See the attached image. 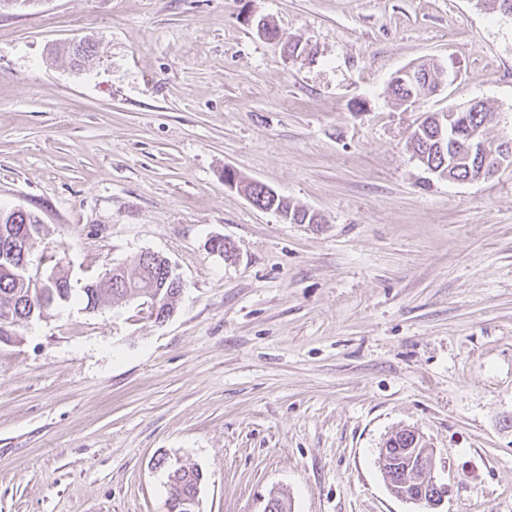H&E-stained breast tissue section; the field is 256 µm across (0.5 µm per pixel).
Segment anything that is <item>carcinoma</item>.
I'll return each instance as SVG.
<instances>
[{
  "instance_id": "obj_1",
  "label": "carcinoma",
  "mask_w": 512,
  "mask_h": 512,
  "mask_svg": "<svg viewBox=\"0 0 512 512\" xmlns=\"http://www.w3.org/2000/svg\"><path fill=\"white\" fill-rule=\"evenodd\" d=\"M55 52L71 59L73 64L80 66L86 62L95 52V45L89 41H83L82 49L73 51L69 44L64 43L55 48ZM438 67L429 63H420L412 71V76L398 75L390 83L391 94L398 100L417 98L436 86ZM491 110L483 105L475 111L459 112L455 117L454 124L448 126V136L456 137L464 141L475 130L485 134L486 125L491 120ZM418 137L413 142V149L421 154L427 155V163L443 168L448 175L457 179H464L468 171L464 167L453 164L448 149H440L438 146L439 135L436 120L424 121L418 127ZM245 190L253 199V203L262 209H273L277 212L288 214V221L292 224H311L315 222L314 214L306 209L292 206L281 198H275L265 192V185L257 182L245 184ZM39 216L30 210L17 215L5 212L0 215V242L20 234V231L27 225L39 224ZM133 272L118 267L112 269L111 276L104 279L90 281L81 288L79 299L87 309H95L104 300L121 301L132 296L133 293H140L151 288L159 293V309L173 311L174 302L181 295L182 282L174 279H165L161 273V266L153 260H143L137 256L133 262ZM28 279L24 270L22 256H17L15 267L12 273L0 272V309L9 308L11 312V324L18 326L26 323L43 312L41 300L51 299L58 304L67 302L74 296V289L63 285L67 277L49 275L44 278L41 287L26 288L24 280ZM421 448L426 447L422 437L416 436L413 430H400L392 434L384 443L387 457L394 460L392 465H384L383 474L394 488L402 489L408 493H432L436 490L435 484L424 482L412 476L402 462V449L410 448L412 445ZM204 480L203 473L188 465L171 468L168 473L169 487V509L170 512H193L195 506L187 503L197 490L200 489Z\"/></svg>"
}]
</instances>
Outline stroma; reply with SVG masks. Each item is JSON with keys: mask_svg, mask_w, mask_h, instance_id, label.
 Here are the masks:
<instances>
[{"mask_svg": "<svg viewBox=\"0 0 512 512\" xmlns=\"http://www.w3.org/2000/svg\"><path fill=\"white\" fill-rule=\"evenodd\" d=\"M74 38L80 67L50 53ZM422 62L436 91L392 98ZM473 101L512 134V18L474 0L0 8V209L40 216L31 270L79 289L151 251L184 284L162 323L71 301L0 341V512H169L178 461L200 512H427L376 462L404 428L440 512H512V166L452 182L409 146ZM265 185L257 182H247L245 184V190L252 197V202L262 209H273L277 212L288 213V221L292 224H315L314 213L309 212L306 209L299 208L290 205L282 198L276 199L274 196L278 195L270 189L271 196L268 192H265ZM314 222V223H313Z\"/></svg>", "mask_w": 512, "mask_h": 512, "instance_id": "35a3bbf8", "label": "stroma"}]
</instances>
